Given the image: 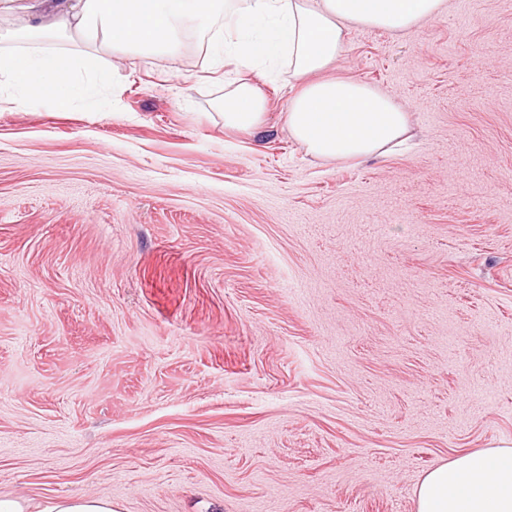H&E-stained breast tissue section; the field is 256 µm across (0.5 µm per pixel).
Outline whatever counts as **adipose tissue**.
Wrapping results in <instances>:
<instances>
[{
  "label": "adipose tissue",
  "mask_w": 512,
  "mask_h": 512,
  "mask_svg": "<svg viewBox=\"0 0 512 512\" xmlns=\"http://www.w3.org/2000/svg\"><path fill=\"white\" fill-rule=\"evenodd\" d=\"M446 0H0V90L47 98L68 112L110 80L104 62L123 51L179 58L186 38L246 66L287 57L296 82L289 135L310 155L344 164L387 154L410 115L377 87L329 70L350 26L399 31L439 18ZM266 98L242 79L224 96V128L254 133ZM415 512H512V448L459 455L429 470Z\"/></svg>",
  "instance_id": "1"
}]
</instances>
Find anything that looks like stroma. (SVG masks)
I'll use <instances>...</instances> for the list:
<instances>
[{
    "label": "stroma",
    "instance_id": "35a3bbf8",
    "mask_svg": "<svg viewBox=\"0 0 512 512\" xmlns=\"http://www.w3.org/2000/svg\"><path fill=\"white\" fill-rule=\"evenodd\" d=\"M111 60L95 111L0 104V496L414 512L512 446V0L350 29L337 74L413 134L356 165L290 137L285 61ZM266 98L250 79H240L224 95V129L245 133L259 132L266 124Z\"/></svg>",
    "mask_w": 512,
    "mask_h": 512
}]
</instances>
